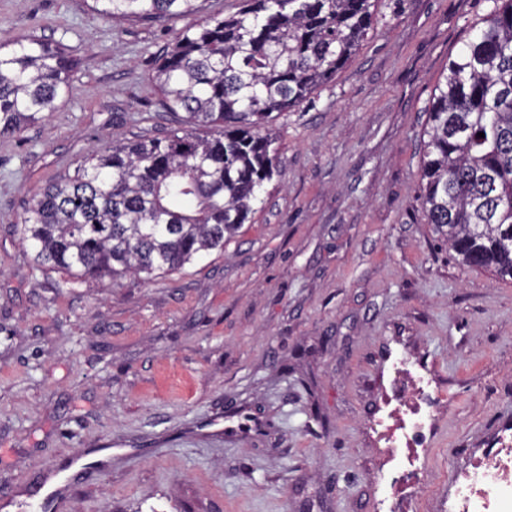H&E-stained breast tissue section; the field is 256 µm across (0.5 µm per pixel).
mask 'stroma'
<instances>
[{
  "label": "stroma",
  "mask_w": 512,
  "mask_h": 512,
  "mask_svg": "<svg viewBox=\"0 0 512 512\" xmlns=\"http://www.w3.org/2000/svg\"><path fill=\"white\" fill-rule=\"evenodd\" d=\"M492 0H378L351 59L273 114L282 175L223 252L119 287L37 268L20 220L112 143L181 130L152 75L188 26L86 0H0V40L77 61L52 112L0 138V512H376L365 434L406 348L452 394L418 512L512 426V280L457 263L420 205L427 109ZM265 426L244 436L241 412ZM86 463L93 473L72 475Z\"/></svg>",
  "instance_id": "35a3bbf8"
}]
</instances>
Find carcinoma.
<instances>
[{
	"mask_svg": "<svg viewBox=\"0 0 512 512\" xmlns=\"http://www.w3.org/2000/svg\"><path fill=\"white\" fill-rule=\"evenodd\" d=\"M107 20L195 21L160 59L164 105L183 134L112 144L50 182L22 218L40 268L114 287L176 272L245 223L281 174L271 114L308 99L354 54L371 0H247L230 18L197 0H94ZM76 62L37 38L0 42V138L71 90ZM421 206L459 263L512 279V0L484 19L434 88Z\"/></svg>",
	"mask_w": 512,
	"mask_h": 512,
	"instance_id": "obj_1",
	"label": "carcinoma"
}]
</instances>
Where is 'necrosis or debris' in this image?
<instances>
[{"label":"necrosis or debris","mask_w":512,"mask_h":512,"mask_svg":"<svg viewBox=\"0 0 512 512\" xmlns=\"http://www.w3.org/2000/svg\"><path fill=\"white\" fill-rule=\"evenodd\" d=\"M392 408L377 422L386 470L378 485L390 512H416L417 489L423 488L419 464L437 416L451 395L424 365L398 356L389 373ZM455 494L448 512H512V434L501 435L495 452L483 455L451 476Z\"/></svg>","instance_id":"4bbe7bcc"}]
</instances>
